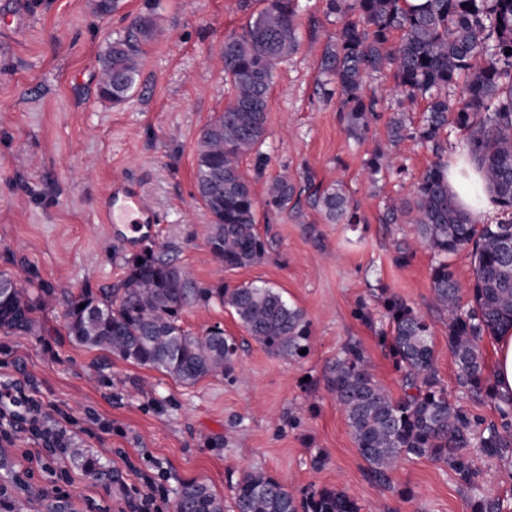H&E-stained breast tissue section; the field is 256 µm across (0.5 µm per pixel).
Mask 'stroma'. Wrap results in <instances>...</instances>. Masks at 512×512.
<instances>
[{"label": "stroma", "instance_id": "stroma-1", "mask_svg": "<svg viewBox=\"0 0 512 512\" xmlns=\"http://www.w3.org/2000/svg\"><path fill=\"white\" fill-rule=\"evenodd\" d=\"M0 0V272L28 268L38 279L68 282L73 291H108L126 275V260L142 250L126 244L120 225L102 221V198L114 180L137 185L157 215L150 245L168 253L198 286L266 284L307 314L313 347L301 361L267 353L219 302L191 304L180 320L199 334L218 325L240 346L237 380L206 377L180 384L99 350L73 344L65 301L38 311V332L9 336L0 377L26 372L48 407L81 419L82 439L119 471L122 490L105 489L79 469L43 466L45 451L19 436L10 453L29 487L24 512H47L63 495L75 512H140L147 479L164 490L153 512H172L176 490L197 479L233 507V487L244 471L260 468L303 491L348 490L361 512H469L468 492L442 464L403 461L391 486L371 482L325 374L342 347L361 344L375 379L401 397L402 375L381 347L378 325L362 321L359 303L379 307L396 294L430 325L441 380L451 401L484 421L498 413L490 401L469 398L457 383L448 350L446 317L432 299V254L413 225L382 221L390 200L407 196L433 162L412 139L391 147V169L366 172L376 146L387 143V120L407 112L420 123L425 100H405L392 71L366 86L381 100L366 139L344 131L335 101L319 86L326 44L339 23L326 0H300L299 49L274 70L267 114L268 158L257 169L246 157L243 174L256 199L258 230L272 245L256 265L229 271L212 258L203 236L211 216L196 199L197 144L205 127L232 98L220 49L240 34L261 0ZM144 16L159 32L141 45L140 75L131 96L115 105L100 98V54ZM288 170L296 193L283 211L263 204L269 182ZM342 183L358 203L363 223H326L312 204V185ZM411 245L408 264L395 261ZM121 377L119 385L92 383L90 372ZM323 465H314L316 456ZM488 496L512 506V464L473 453ZM413 495L402 499V489Z\"/></svg>", "mask_w": 512, "mask_h": 512}]
</instances>
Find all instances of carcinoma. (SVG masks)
Wrapping results in <instances>:
<instances>
[{
  "instance_id": "carcinoma-1",
  "label": "carcinoma",
  "mask_w": 512,
  "mask_h": 512,
  "mask_svg": "<svg viewBox=\"0 0 512 512\" xmlns=\"http://www.w3.org/2000/svg\"><path fill=\"white\" fill-rule=\"evenodd\" d=\"M243 32L224 40V75L233 95L224 112L203 131L197 149V197L211 215L207 245L226 270L259 263L269 247L257 227V200L242 174L243 158L265 164L269 91L275 64L297 51L299 0H263ZM327 14L341 22L321 60L325 93L336 96L345 130L363 138L376 116L378 99L364 76L393 70L408 100H428L427 115L414 128L404 113L388 120L389 146L410 137L436 157L412 192L386 208L382 222L408 223L435 256L430 281L435 305L448 318V349L455 358L460 387L477 400L496 403L499 422L483 424L448 400L439 377L429 324L396 295L383 302L388 329L380 343L402 372L404 394L395 399L377 382L365 350L347 345L329 366L327 387L341 408L369 479L392 484L407 458L442 463L469 492L470 512H504V502L482 492V473L470 457L478 448L490 459L512 461V401L500 402L481 349L483 337L512 328V0H327ZM401 33L391 43L392 34ZM482 58L479 67L473 60ZM140 50L127 38L108 43L101 61L100 96L118 105L130 96L139 76ZM462 91H457L461 77ZM466 134V150L482 173L502 218L482 224L459 208L448 190L445 131ZM295 194L288 175L271 180L264 204L282 211ZM314 206L330 224H360L358 206L341 184L317 190ZM469 251L473 280L470 307L460 305L462 285L448 256ZM17 288L0 294V335L36 331L35 313L64 293L55 285L19 273L0 272ZM217 300L234 311L247 334L266 352L303 359L311 350L310 320L267 285L200 288L164 251L148 248L127 262L122 287L69 293L64 312L70 341L132 364L153 369L183 384L208 376L237 379L238 345L218 326L201 335L184 330L183 308ZM84 308H79V305ZM32 377L0 380V470L13 473L6 448L25 431L47 451V462L81 469L107 486L119 476L98 452L83 446L80 421L66 411L51 413L37 397ZM235 512H361L341 489L324 487L297 497L295 491L260 468L244 472L234 491ZM173 512H224V500L203 481L181 485Z\"/></svg>"
}]
</instances>
